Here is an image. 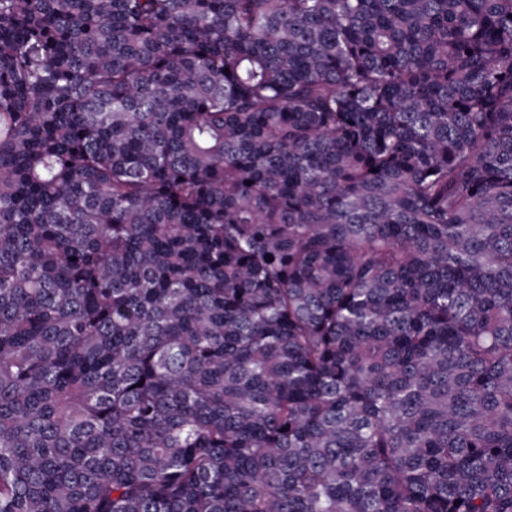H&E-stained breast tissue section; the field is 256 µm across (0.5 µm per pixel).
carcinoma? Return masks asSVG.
I'll use <instances>...</instances> for the list:
<instances>
[{
    "mask_svg": "<svg viewBox=\"0 0 512 512\" xmlns=\"http://www.w3.org/2000/svg\"><path fill=\"white\" fill-rule=\"evenodd\" d=\"M0 512H512V0H0Z\"/></svg>",
    "mask_w": 512,
    "mask_h": 512,
    "instance_id": "1",
    "label": "carcinoma"
}]
</instances>
